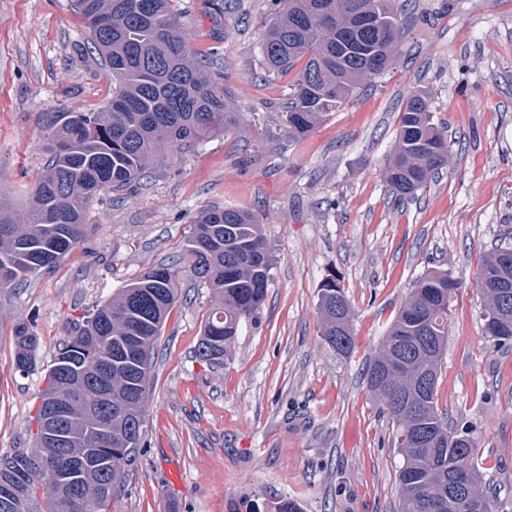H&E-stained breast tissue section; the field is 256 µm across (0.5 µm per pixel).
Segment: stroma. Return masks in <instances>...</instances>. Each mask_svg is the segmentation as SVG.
<instances>
[{
  "instance_id": "1",
  "label": "stroma",
  "mask_w": 512,
  "mask_h": 512,
  "mask_svg": "<svg viewBox=\"0 0 512 512\" xmlns=\"http://www.w3.org/2000/svg\"><path fill=\"white\" fill-rule=\"evenodd\" d=\"M390 70L308 135L289 136L294 72L267 74L260 44L276 0H173L195 51L214 61L241 121L88 205L87 239L54 268L0 288V458L33 448L50 367L72 320L183 252L197 214L237 207L273 252L260 311L222 363L196 349L209 288L183 274L153 350L145 445L110 512H397L403 455L366 370L414 281L439 265L460 281L438 407L476 443L483 484L512 512V347L483 331L477 272L512 246V0H415ZM69 0H0V200L23 212L46 161V116L90 112L112 81ZM426 90L448 164L415 198L383 170L409 93ZM340 279L355 349L319 338V289ZM39 337L38 371L13 367V328Z\"/></svg>"
}]
</instances>
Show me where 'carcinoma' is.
<instances>
[{
  "label": "carcinoma",
  "instance_id": "1",
  "mask_svg": "<svg viewBox=\"0 0 512 512\" xmlns=\"http://www.w3.org/2000/svg\"><path fill=\"white\" fill-rule=\"evenodd\" d=\"M173 0H70L85 24L88 43L108 68L112 96L92 112L48 116L43 139L46 166L18 218L0 203V288H7L56 265L88 236L87 205L105 190H122L149 173L170 148L185 151L198 140L227 133L239 114L209 61L191 49V34L180 25ZM281 5L262 38L269 71L303 66L292 82L285 122L288 134L306 136L329 113L352 98L363 84L391 63L402 23L392 0H276ZM369 4L379 23L361 29L355 14ZM448 164V142L433 122L430 97L408 95L400 112L396 144L385 179L397 195L413 196ZM512 267V247L496 248L479 269L483 282L504 265ZM210 288L215 299L197 348L199 359L219 363L229 353L243 320L264 304L273 256L262 225L234 207L199 213L182 262L145 271L108 303L73 324L47 374L37 414V448L48 458L69 455L78 461L69 482L33 478L16 486L11 508L0 512H109L121 487L78 504L72 486L95 491L112 474L125 478L130 446L143 445L152 363L139 368L131 348L154 343L178 299L184 270ZM461 283L441 267L426 270L387 328L380 352L370 364L367 384L382 412L396 425L404 455L399 472L398 512H469L451 495L453 478L479 476L475 448L445 445L424 448L419 434L454 433L437 407L436 388L421 391L427 369L438 373L448 345V317ZM484 333L498 346L512 344V300L484 295ZM321 339L341 355L354 350L349 300L340 280L319 290ZM17 370L37 369L38 336L25 321L14 328ZM406 366L403 377L386 372L393 360ZM402 398L413 406L405 421L394 411ZM68 418L44 433L56 407ZM112 413V439L98 437L99 421ZM43 492L44 506L36 501Z\"/></svg>",
  "mask_w": 512,
  "mask_h": 512
}]
</instances>
